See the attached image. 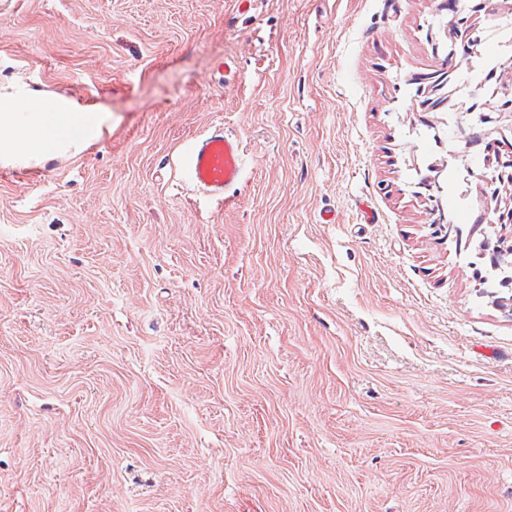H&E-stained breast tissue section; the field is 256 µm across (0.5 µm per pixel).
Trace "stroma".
<instances>
[{
	"label": "stroma",
	"mask_w": 512,
	"mask_h": 512,
	"mask_svg": "<svg viewBox=\"0 0 512 512\" xmlns=\"http://www.w3.org/2000/svg\"><path fill=\"white\" fill-rule=\"evenodd\" d=\"M435 0H0V89L110 112L0 164V512H512V315L477 297ZM234 78H225L221 64ZM247 179L179 159L213 125ZM444 164L451 224L417 196ZM334 222H326L325 214ZM248 156L242 139L214 126L193 142L184 158V173L204 196L223 203L246 180Z\"/></svg>",
	"instance_id": "35a3bbf8"
}]
</instances>
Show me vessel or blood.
<instances>
[{
	"label": "vessel or blood",
	"instance_id": "obj_1",
	"mask_svg": "<svg viewBox=\"0 0 512 512\" xmlns=\"http://www.w3.org/2000/svg\"><path fill=\"white\" fill-rule=\"evenodd\" d=\"M248 156L242 139L216 126L193 142L184 158V173L204 196L222 202L245 181Z\"/></svg>",
	"mask_w": 512,
	"mask_h": 512
}]
</instances>
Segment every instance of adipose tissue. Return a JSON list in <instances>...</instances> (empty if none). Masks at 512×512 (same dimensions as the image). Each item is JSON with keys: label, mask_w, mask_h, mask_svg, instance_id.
<instances>
[{"label": "adipose tissue", "mask_w": 512, "mask_h": 512, "mask_svg": "<svg viewBox=\"0 0 512 512\" xmlns=\"http://www.w3.org/2000/svg\"><path fill=\"white\" fill-rule=\"evenodd\" d=\"M109 113L48 93H0V163L29 165L48 154H76L100 139Z\"/></svg>", "instance_id": "obj_1"}]
</instances>
